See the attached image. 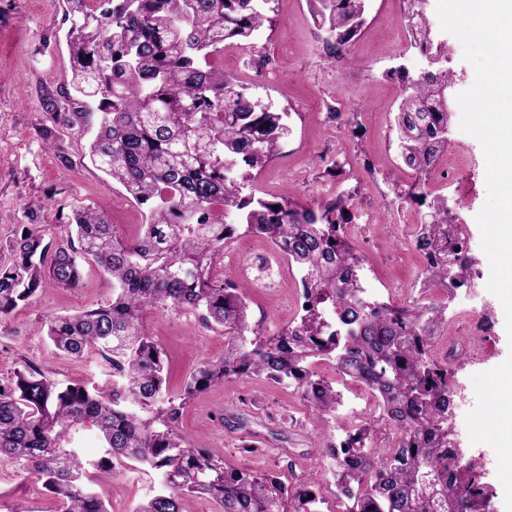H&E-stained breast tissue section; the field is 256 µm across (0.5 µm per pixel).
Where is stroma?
<instances>
[{"mask_svg": "<svg viewBox=\"0 0 512 512\" xmlns=\"http://www.w3.org/2000/svg\"><path fill=\"white\" fill-rule=\"evenodd\" d=\"M272 7V24L259 37L268 64L259 65L255 53H243L236 46L225 48L219 59L227 75L288 113V137L263 169L245 178L243 192L313 207L324 200L323 186H335L351 197L350 221L359 230L349 241L362 259L361 280L368 297L382 302L393 294L401 303L423 299L446 307L448 329L437 337L431 356L441 359L456 343L468 347L454 365L457 395L452 423L462 447L479 458L494 488L489 512H505L496 453L489 445L471 443L466 424L476 405L473 375L512 356L503 306L487 289L490 264L477 222L487 197L482 146L461 130V114L456 111L448 147L464 154L466 165L451 170L437 161L423 186L401 161L394 117L404 91L390 73L403 67L416 77L429 68L425 55L401 48L408 39L403 0H366L360 34L345 54L333 60L307 0H274ZM425 15L448 51V67L455 74L452 91L461 93L472 85L474 70L464 61L459 40L441 31L435 9H426ZM69 28L66 0H0V242L13 238L29 207L37 209L47 240L56 245L69 239L59 213L78 206L101 207L131 238L146 221L145 208L130 201L86 159L92 130L68 134L74 162L70 169L35 133L45 120L48 98H60L70 74ZM426 193L447 198L451 216L468 232L465 246L476 259L469 286L452 294L442 287H424V259L403 243L409 229L396 210L404 208L421 219L428 210L422 199ZM273 249L266 238L254 234L247 255L225 257L222 264L231 273L247 268L252 282L249 322L262 334L277 332L299 315L300 289L291 274H283L276 287L260 285L256 264ZM111 297V280L92 264L85 265L77 288L39 290L29 306L0 321V376L28 364L64 384L91 382L109 389L112 378L98 351L80 359L66 357L46 338L43 324L49 317L73 315ZM488 309L493 312V327L484 334L477 326ZM143 328L167 355L168 385L174 394L203 359L224 354L223 329L205 325L191 311L149 309ZM314 367L341 394L325 422L313 419L294 388L248 378L199 394L183 409L176 428L193 446L224 458L234 468L276 472L291 485L310 487L320 499V512H335V462L323 453V446L338 445L356 427L371 422L377 433L374 445L380 448L395 440L397 429L375 392L341 375L334 360L317 361ZM246 444L253 446V453L243 452ZM159 489L155 474L124 464L101 492L108 512H133L136 504ZM0 512H59V503L40 481L0 462Z\"/></svg>", "mask_w": 512, "mask_h": 512, "instance_id": "35a3bbf8", "label": "stroma"}]
</instances>
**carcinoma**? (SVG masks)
<instances>
[{
  "mask_svg": "<svg viewBox=\"0 0 512 512\" xmlns=\"http://www.w3.org/2000/svg\"><path fill=\"white\" fill-rule=\"evenodd\" d=\"M89 2L67 0V83L95 100L96 111L67 112L51 100L49 123L35 131L69 168L64 131L96 127L91 160L146 208V224L128 238L102 210L77 207L60 217L74 237L55 247L26 211L29 223L9 242V264L0 266V321L47 284L78 287L83 264L93 260L112 278V298L48 319L46 335L69 357L97 349L112 367V392L62 386L30 365L0 379V460L41 481L62 512H107L95 485L126 461L161 477L162 489L135 512H182L185 493L215 501L222 512H318L308 487L239 471L193 447L175 423L206 389L253 377L294 387L322 421L339 394L313 364L332 358L342 375L376 392L400 428L396 441L372 453L365 448L372 424L330 448L337 512H487L479 464L453 447L448 431L452 367L430 357L432 341L447 328L446 309L424 302L392 309L363 297L345 196L303 209L283 197L242 195L236 172L271 161L290 132L288 113L214 60L226 46L254 44L272 0ZM309 6L332 57L365 23V0ZM393 74L406 89L395 116L400 157L424 182L448 151L453 78L442 67L416 78L403 67ZM242 227L275 244L288 241L289 262L313 278L309 307L272 336L249 325L250 286L214 276L224 236ZM414 244L429 282L450 291L468 283L473 259L448 223L447 199L430 202ZM150 308L195 311L224 329V357L203 360L177 396L167 393L162 348L142 327ZM78 426L97 430L104 455L88 458L67 446Z\"/></svg>",
  "mask_w": 512,
  "mask_h": 512,
  "instance_id": "carcinoma-1",
  "label": "carcinoma"
}]
</instances>
